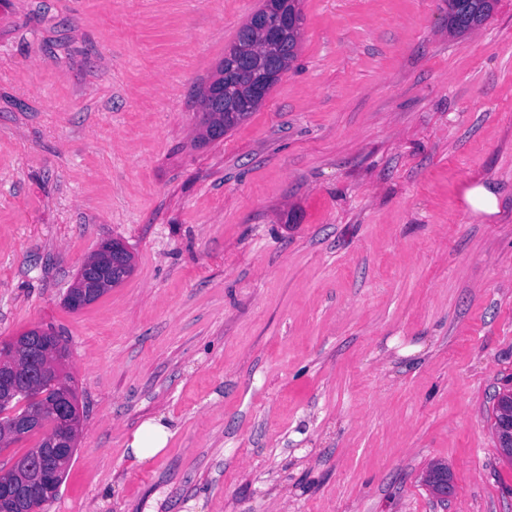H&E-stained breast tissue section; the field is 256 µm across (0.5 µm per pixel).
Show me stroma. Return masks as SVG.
<instances>
[{
	"instance_id": "obj_1",
	"label": "stroma",
	"mask_w": 512,
	"mask_h": 512,
	"mask_svg": "<svg viewBox=\"0 0 512 512\" xmlns=\"http://www.w3.org/2000/svg\"><path fill=\"white\" fill-rule=\"evenodd\" d=\"M260 5L0 0V342L53 328L83 410L39 512H512V0L463 35L445 0H300L293 68L202 142ZM113 239L132 274L69 310ZM202 107L203 112H209L208 116L206 113L203 114V125L205 123H212V124H220L224 126V129L220 127L211 128V134L214 139H219L224 136V133H227L229 130H232L236 126H238L241 122H243L252 112H255L259 106L260 103L254 102L252 104V109L250 112H238V115H234L233 117L230 116L231 112H212L211 110H208V108L204 105L203 96H202ZM464 201L474 215L492 216L498 211L497 197L483 182L470 186ZM171 429L162 418L149 419L142 423L133 435L130 448L135 459L143 463L165 448Z\"/></svg>"
}]
</instances>
